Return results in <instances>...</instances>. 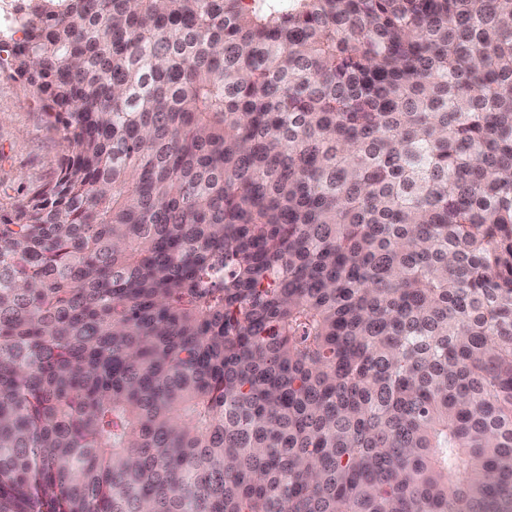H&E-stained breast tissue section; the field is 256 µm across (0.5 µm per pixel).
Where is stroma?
<instances>
[{"mask_svg":"<svg viewBox=\"0 0 512 512\" xmlns=\"http://www.w3.org/2000/svg\"><path fill=\"white\" fill-rule=\"evenodd\" d=\"M13 42H0V208L30 189L54 181L65 147L51 129L34 93L12 76Z\"/></svg>","mask_w":512,"mask_h":512,"instance_id":"35a3bbf8","label":"stroma"}]
</instances>
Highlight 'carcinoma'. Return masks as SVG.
Returning <instances> with one entry per match:
<instances>
[{
  "label": "carcinoma",
  "mask_w": 512,
  "mask_h": 512,
  "mask_svg": "<svg viewBox=\"0 0 512 512\" xmlns=\"http://www.w3.org/2000/svg\"><path fill=\"white\" fill-rule=\"evenodd\" d=\"M16 22L0 512H512V0ZM0 52V208L10 209L30 189L54 181L65 147L51 129L34 93L12 77V46L1 36Z\"/></svg>",
  "instance_id": "1"
}]
</instances>
